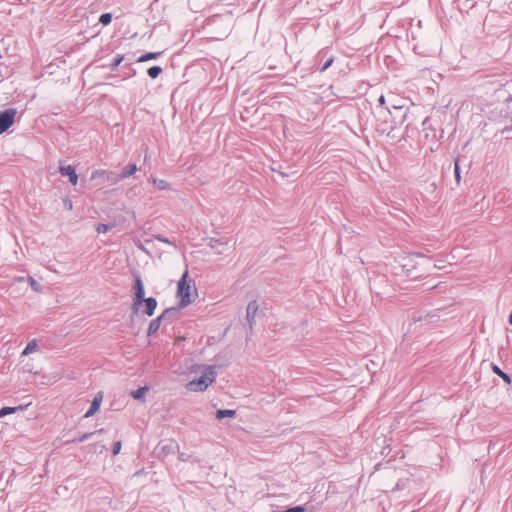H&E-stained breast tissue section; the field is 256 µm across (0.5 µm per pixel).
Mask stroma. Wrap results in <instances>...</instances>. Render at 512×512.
Instances as JSON below:
<instances>
[{"mask_svg":"<svg viewBox=\"0 0 512 512\" xmlns=\"http://www.w3.org/2000/svg\"><path fill=\"white\" fill-rule=\"evenodd\" d=\"M57 503L512 512V0H0V512Z\"/></svg>","mask_w":512,"mask_h":512,"instance_id":"stroma-1","label":"stroma"}]
</instances>
